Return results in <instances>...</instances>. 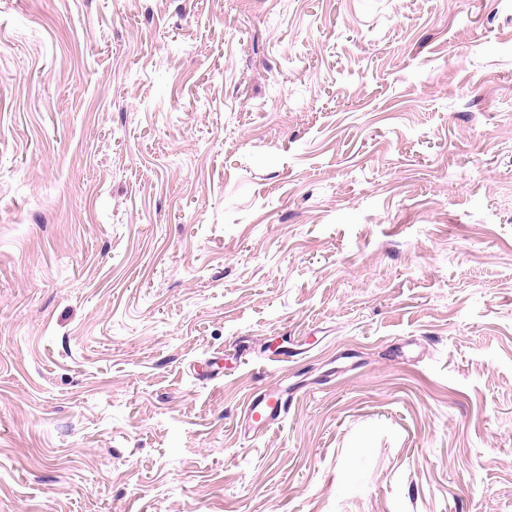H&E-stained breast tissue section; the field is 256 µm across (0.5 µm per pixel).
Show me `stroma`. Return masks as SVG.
Segmentation results:
<instances>
[{
  "label": "stroma",
  "instance_id": "1",
  "mask_svg": "<svg viewBox=\"0 0 512 512\" xmlns=\"http://www.w3.org/2000/svg\"><path fill=\"white\" fill-rule=\"evenodd\" d=\"M0 512H512V0H0ZM285 412L280 395L264 391L252 397L248 406V416L254 421H261L265 431L283 418Z\"/></svg>",
  "mask_w": 512,
  "mask_h": 512
}]
</instances>
